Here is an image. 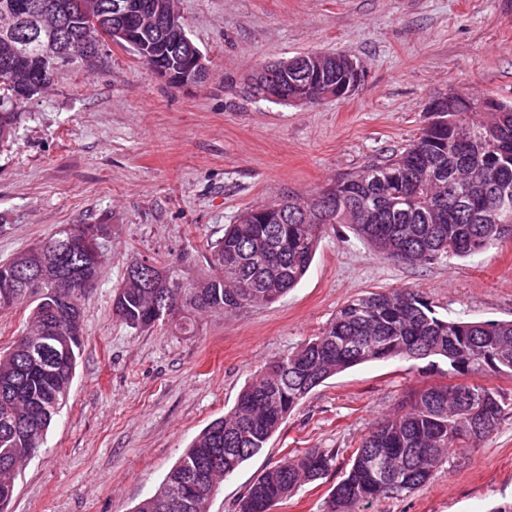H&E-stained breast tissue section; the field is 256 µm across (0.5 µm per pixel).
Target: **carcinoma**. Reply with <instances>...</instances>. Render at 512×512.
I'll return each instance as SVG.
<instances>
[{
	"label": "carcinoma",
	"instance_id": "carcinoma-1",
	"mask_svg": "<svg viewBox=\"0 0 512 512\" xmlns=\"http://www.w3.org/2000/svg\"><path fill=\"white\" fill-rule=\"evenodd\" d=\"M69 14L54 36L57 53L40 47L16 51L0 38V149L10 147L21 118L18 107L52 83L58 72L88 61L94 44L85 38L87 16L108 27L112 0H57ZM155 64L177 69L185 52L153 33ZM325 77L340 82L346 54L328 53ZM294 97L313 99L316 85L294 80ZM474 103L458 97L444 127L424 128L402 151L359 174L308 197L288 198V210L305 218L282 220L274 202L241 213L210 247V267L222 275L188 278L175 266L155 268L154 284L126 266L112 299V314L135 329L172 324L194 330L193 312L236 311L271 303L295 288L317 250L321 226L348 224L385 259L430 263L442 256L466 257L512 238L483 211L499 194L512 200V109L474 118ZM109 224H68L49 240L17 252L0 264V289L21 281L0 312L20 305L29 310L26 332L0 357V512L12 500L19 466L41 447L64 405L82 346L81 298L94 287L111 242ZM443 358L451 377L481 373L512 375V322L443 319L432 302L408 289L372 292L345 303L327 326L295 351L269 362L261 379L239 394L233 407L194 439L164 482L134 512H185L171 497L207 460L212 448H232L224 465L211 473L219 483L260 452L290 412L313 389L350 367L374 361ZM505 414V403L479 384L431 385L402 410L373 427L351 455L350 467L332 488L326 512H355L371 501L409 493L425 485L445 454L472 442L478 421L489 436ZM403 464L394 482L385 480L368 457ZM336 459L334 449L306 448L262 472L237 503V512H265L288 498L300 483L324 478Z\"/></svg>",
	"mask_w": 512,
	"mask_h": 512
}]
</instances>
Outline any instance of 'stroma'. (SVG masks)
Segmentation results:
<instances>
[{
	"mask_svg": "<svg viewBox=\"0 0 512 512\" xmlns=\"http://www.w3.org/2000/svg\"><path fill=\"white\" fill-rule=\"evenodd\" d=\"M207 76L172 88L127 48L63 70L21 107L0 151V262L66 224H108L111 248L82 299L84 345L66 407L22 463L8 512H133L191 441L265 365L315 336L347 301L409 289L439 316L512 320V239L465 258L394 263L344 224L323 225L301 282L275 302L202 313L194 333L112 316L127 263L209 273L208 247L245 209L306 195L383 161L455 94L512 102V0H177ZM343 52L364 83L308 107L249 96L260 65ZM354 366L313 389L265 448L221 482L209 512H235L263 471L303 448L336 449L328 475L273 512H323L368 431L448 366ZM506 404L490 436L450 453L426 486L357 512H490L512 503V375L473 376Z\"/></svg>",
	"mask_w": 512,
	"mask_h": 512,
	"instance_id": "1",
	"label": "stroma"
}]
</instances>
